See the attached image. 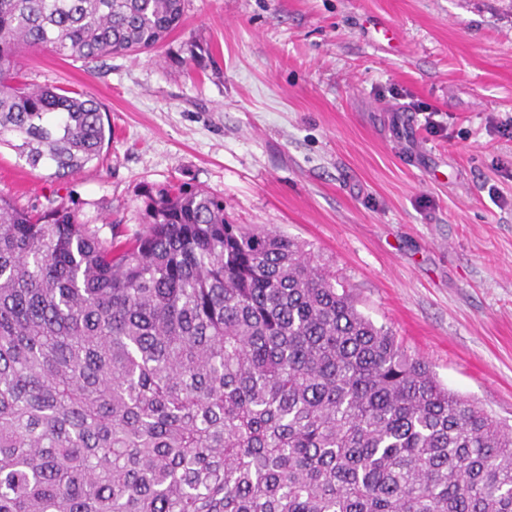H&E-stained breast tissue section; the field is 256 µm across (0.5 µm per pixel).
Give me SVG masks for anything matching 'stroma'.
I'll return each instance as SVG.
<instances>
[{"mask_svg":"<svg viewBox=\"0 0 512 512\" xmlns=\"http://www.w3.org/2000/svg\"><path fill=\"white\" fill-rule=\"evenodd\" d=\"M192 43L203 67L182 63ZM24 64L96 99L112 137L61 182L1 147V195L71 201L107 237L145 229L147 190L205 189L233 223L309 245L375 325L512 425V0H188L154 52Z\"/></svg>","mask_w":512,"mask_h":512,"instance_id":"stroma-1","label":"stroma"}]
</instances>
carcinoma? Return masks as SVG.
I'll list each match as a JSON object with an SVG mask.
<instances>
[{
    "mask_svg": "<svg viewBox=\"0 0 512 512\" xmlns=\"http://www.w3.org/2000/svg\"><path fill=\"white\" fill-rule=\"evenodd\" d=\"M185 0H0V146L64 180L87 94L22 59L148 53ZM100 235L0 195V512H512V429L448 390L298 241L199 188Z\"/></svg>",
    "mask_w": 512,
    "mask_h": 512,
    "instance_id": "carcinoma-1",
    "label": "carcinoma"
}]
</instances>
